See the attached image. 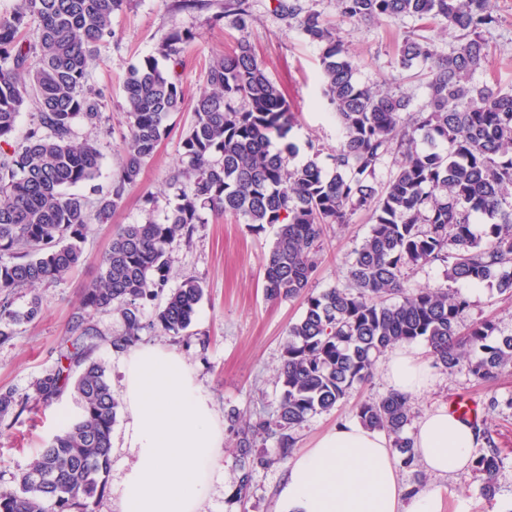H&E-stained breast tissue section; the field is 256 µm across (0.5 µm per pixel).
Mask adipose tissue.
I'll return each mask as SVG.
<instances>
[{"mask_svg":"<svg viewBox=\"0 0 512 512\" xmlns=\"http://www.w3.org/2000/svg\"><path fill=\"white\" fill-rule=\"evenodd\" d=\"M389 388L416 397L432 386L428 364L406 344L381 366ZM122 395L128 467L119 512H204L224 432L175 351L144 345L128 352ZM480 433L440 407L421 417L413 448L425 470L449 476L467 467ZM280 498L287 512H442L438 489L410 494L385 434L349 421L323 434L288 463Z\"/></svg>","mask_w":512,"mask_h":512,"instance_id":"1","label":"adipose tissue"}]
</instances>
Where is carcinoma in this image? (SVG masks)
<instances>
[{"instance_id":"obj_1","label":"carcinoma","mask_w":512,"mask_h":512,"mask_svg":"<svg viewBox=\"0 0 512 512\" xmlns=\"http://www.w3.org/2000/svg\"><path fill=\"white\" fill-rule=\"evenodd\" d=\"M127 0H17L0 15V343L14 336L19 288L57 282L86 261L82 249L91 221L106 224L138 185L145 164L169 134L168 120L185 106L176 72L149 57L130 68L124 83L125 161L109 189L90 200L70 189L99 176L103 155L96 141L78 139L74 123L95 127L105 93L88 85V65L113 37L112 16ZM488 0H336L342 21L375 23L413 16L438 21L457 34V45L440 53L428 37L397 46L398 64L425 71L426 101L411 110L410 97L392 87L370 88L356 79V65L337 29L299 0H276L275 11L320 46L324 95L334 107L343 137L327 174L315 152L290 166L296 153L287 141L294 113L245 38L213 57L192 106V123L181 140L185 168L171 187L178 204L166 222L122 224L97 259L99 276L85 288L70 328L71 347L57 367L38 378L32 393H0V421L50 406L71 391L78 414L42 448L30 468L0 489V512H90L103 496L111 467L112 427L118 401L104 365L90 358L97 331L89 319L113 311L124 331L110 340L117 352L132 348L142 331L180 336L192 324L204 295L193 277L166 290L167 249L192 238L201 211L241 216L258 228L277 226L264 264V291L271 300L304 297L302 316L288 328L278 374L281 396L275 414L240 426L236 437L232 498L242 501L258 468L293 457L296 431L308 417L342 403L354 385L371 375L387 348L423 340L434 364L460 365L478 382H490L512 364V336L487 344L496 330L485 319L469 321L467 295L452 287L497 278L512 298V90L470 83L489 63L484 33L498 19ZM228 20L245 33L252 17L246 0H224L209 18ZM189 31H173L158 54L181 64ZM34 110L36 125L24 143H12L17 120ZM283 146L272 150L273 138ZM398 168L385 184L374 180L378 161L391 146ZM362 211L371 229L352 252L350 285L316 293L309 289L319 264L324 228L344 225ZM491 220L479 235L471 217ZM440 263L448 285L406 287L405 270ZM511 271L504 272L505 268ZM397 301H392V298ZM155 305L143 322V308ZM368 428L392 438L399 466L417 458L406 435L410 399L391 392L355 406ZM272 439L269 454L254 448ZM482 495L494 499L503 467L500 449L474 455Z\"/></svg>"}]
</instances>
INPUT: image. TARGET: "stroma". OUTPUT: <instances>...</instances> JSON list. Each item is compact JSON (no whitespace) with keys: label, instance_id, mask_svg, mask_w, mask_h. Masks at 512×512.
<instances>
[{"label":"stroma","instance_id":"stroma-1","mask_svg":"<svg viewBox=\"0 0 512 512\" xmlns=\"http://www.w3.org/2000/svg\"><path fill=\"white\" fill-rule=\"evenodd\" d=\"M301 2L339 26L361 84L378 87L389 76H397V90L409 96L416 108L425 102L426 90L418 68L404 69L398 65V44L413 34L431 38L444 53L456 44L454 35L437 22L426 23L405 16L370 25L355 24L339 20L336 0ZM248 3L252 24L246 36L295 115L289 138L299 151L293 161L305 162L314 146L321 150L320 165L325 171H332L330 152L341 139L342 131L322 91L320 50L298 29L287 27L280 20L274 11L275 0ZM490 7L499 18L498 26L486 34L492 55L489 65L476 72L472 81L479 86L497 83L507 89L512 87V0H490ZM208 15L205 9H178L176 0H130L129 7L113 15L114 37L102 47L89 68V85L106 93L104 119L94 128L81 122L75 125L77 136L97 139L103 153L99 177L94 185L81 186V194L91 195L96 187L107 189L111 178L121 169L123 136L127 131L123 82L132 65L156 55L172 30L193 31L195 39L185 45L180 65L174 67L165 60L159 63L162 69L176 70L185 95L190 98L204 84L211 55L228 49L238 38V31L230 25L210 27ZM192 119L188 109L171 116L172 133L144 166L140 188L130 191L111 223L92 225L83 244L88 257L86 264L61 281L34 290L19 289L15 309L25 311L31 298L37 295L42 299V315L36 322L16 325L11 341L0 345V390L29 392L37 378L56 366L83 292L99 273L95 260L108 248L117 225L149 219L161 222L173 211L177 197L170 182L181 166L180 138ZM144 188L153 192L154 204L147 205L141 200L140 191ZM201 217L203 222L197 225L191 241L174 242L168 250L169 287H178L189 276L204 285V296L194 320L184 335L172 337L146 330L140 341L173 350L185 359L209 395L218 421H225L228 413L236 412L241 420L252 423L272 415L278 408L277 373L283 362L288 327L302 316L305 305L299 298L271 301L265 296L263 264L275 239V226L268 224L257 230L242 217L209 210L202 211ZM370 228L367 216L358 213L349 224L327 229L311 289L320 292L347 285L350 255L368 236ZM469 298L473 317L493 321L497 334L512 335V300L498 293L495 281L481 284ZM93 322L103 338L92 356L105 366L113 393H120L123 355L112 349L107 338L121 333L122 322L110 312L96 314ZM433 374L435 382L431 388L412 401L416 416L447 404L454 395H468L482 408L480 429L491 436L496 447L512 451V408L506 404L512 398V368L488 385L476 382L463 367L451 372L437 367ZM388 391L381 372H373L367 381L355 385L335 409L310 416L296 432L298 447H311L319 435L337 422L355 420L358 402L381 398ZM493 397L499 400V407L485 411V404ZM76 411V402L67 393L51 407L0 423V488L12 487L14 476L29 468L37 449ZM125 424V411H118L112 428V464L107 487L103 497L93 503V512H117L119 484L127 468L122 449ZM234 446L233 436L225 435L205 512H282L279 488L286 472L282 465L257 469L247 500L240 503L232 499ZM400 475L411 487H442L449 512H512V458L506 460L497 476L496 494L490 503L481 495L480 479L469 469L435 477L419 466L401 470Z\"/></svg>","mask_w":512,"mask_h":512}]
</instances>
